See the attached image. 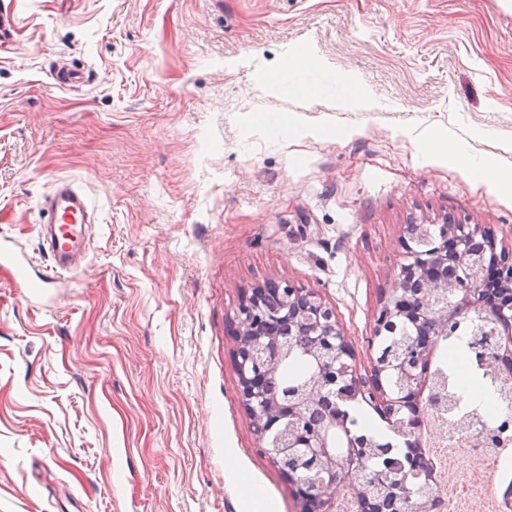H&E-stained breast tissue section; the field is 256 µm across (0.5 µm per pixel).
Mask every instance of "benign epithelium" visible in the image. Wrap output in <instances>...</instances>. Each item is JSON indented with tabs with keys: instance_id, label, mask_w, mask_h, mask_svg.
Returning <instances> with one entry per match:
<instances>
[{
	"instance_id": "1",
	"label": "benign epithelium",
	"mask_w": 512,
	"mask_h": 512,
	"mask_svg": "<svg viewBox=\"0 0 512 512\" xmlns=\"http://www.w3.org/2000/svg\"><path fill=\"white\" fill-rule=\"evenodd\" d=\"M405 262L395 287L384 297L375 319L374 336H388L402 325L424 330L407 336L395 352L373 358L370 372H353L356 353L335 311L313 291L269 281L245 297L238 308L234 362L237 391L260 451L292 486L301 512H338L342 494L350 492L355 512H370L376 499L360 482L368 450L354 440L343 442L345 406L362 401L395 426L407 431V446L424 447L425 435L439 436L425 425L427 408L440 403L430 367L437 346L448 335V323L463 312L478 311L493 322V348L512 356V300H488L483 291L490 259L498 281L512 285V253L497 250L490 229L478 224H407ZM316 333L309 353L316 365L307 384L281 391L269 378L295 347V337ZM296 419L274 445L268 431L284 419ZM410 461L425 476L420 497L396 512H433L438 483L430 459L416 452Z\"/></svg>"
}]
</instances>
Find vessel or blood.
<instances>
[{
	"label": "vessel or blood",
	"mask_w": 512,
	"mask_h": 512,
	"mask_svg": "<svg viewBox=\"0 0 512 512\" xmlns=\"http://www.w3.org/2000/svg\"><path fill=\"white\" fill-rule=\"evenodd\" d=\"M45 220L40 226L39 249L49 264L44 281H53L84 269L91 250V226L97 221L82 186L74 179L58 177L37 201ZM0 265L27 272L30 259L22 246L0 247Z\"/></svg>",
	"instance_id": "obj_1"
}]
</instances>
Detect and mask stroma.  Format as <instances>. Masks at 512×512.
<instances>
[{
	"instance_id": "stroma-1",
	"label": "stroma",
	"mask_w": 512,
	"mask_h": 512,
	"mask_svg": "<svg viewBox=\"0 0 512 512\" xmlns=\"http://www.w3.org/2000/svg\"><path fill=\"white\" fill-rule=\"evenodd\" d=\"M0 4V237L37 250L56 177L98 215L52 301L0 268V512H299L237 399L240 299L315 291L363 371L405 225L512 249V193L422 158L512 173V0ZM424 153L428 157H448V159L455 160L469 169H473L478 174L485 177L496 190H501L507 186L506 179L501 175L497 167L488 169L486 161H481L476 164L475 161H469L465 155V147L459 141L451 138L441 139L434 138L426 143Z\"/></svg>"
}]
</instances>
